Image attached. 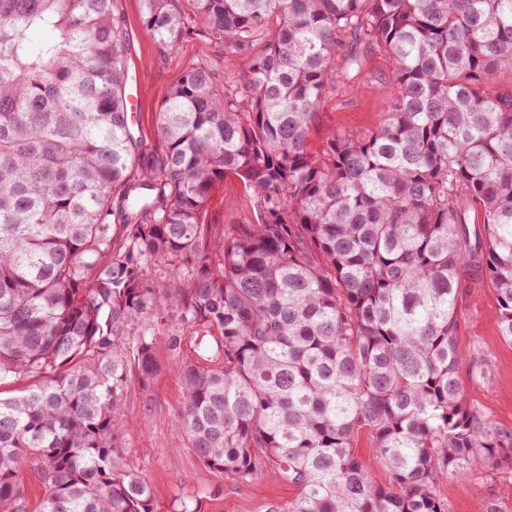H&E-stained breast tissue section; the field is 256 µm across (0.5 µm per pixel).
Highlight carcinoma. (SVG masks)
I'll return each instance as SVG.
<instances>
[{
	"instance_id": "carcinoma-1",
	"label": "carcinoma",
	"mask_w": 512,
	"mask_h": 512,
	"mask_svg": "<svg viewBox=\"0 0 512 512\" xmlns=\"http://www.w3.org/2000/svg\"><path fill=\"white\" fill-rule=\"evenodd\" d=\"M112 2L0 0V377L31 381L0 398V512H155L122 443L148 420L120 405L151 389L160 335L200 462L298 488L268 512H448V473L512 470L456 341L457 293L485 280L512 342V93H488L512 74V0H142L163 51L208 35L242 62L187 66L149 152ZM375 49L384 122L312 154ZM228 176L255 208L219 237ZM189 336L216 348L192 358ZM355 454L361 463L369 470L373 479L380 485H387L390 482V475L387 469L379 461L376 450L367 435L360 436Z\"/></svg>"
}]
</instances>
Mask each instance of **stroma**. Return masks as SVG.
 <instances>
[{"mask_svg":"<svg viewBox=\"0 0 512 512\" xmlns=\"http://www.w3.org/2000/svg\"><path fill=\"white\" fill-rule=\"evenodd\" d=\"M114 8L126 39L132 134L148 150L157 140L156 114L187 63L206 61L222 75L236 73L241 64L225 54L223 41L199 36L183 41L177 55L164 54L143 28L141 0H114ZM391 66L385 53L373 51L359 79L340 85L326 97L310 132L312 151H320L328 130L361 135L384 120L383 107L390 93L385 77ZM209 210L219 223L239 224L250 219L253 199L230 176L213 193ZM496 309L489 287L459 292L458 346L463 353H479L488 365L486 379L475 381L465 372L460 378L471 402L498 425L512 429V343L499 334ZM157 359L160 370L150 391L131 384L121 415L149 420L148 427L125 435L124 451L128 464L149 484L158 512H179L184 505L195 512H266L269 504L283 507L294 500L297 488L277 470L240 481L215 475L200 464L177 423L183 403L179 366L165 343H158ZM437 493L447 502L448 512H477L481 502L489 499L502 512H512V471L487 476L453 473L438 485Z\"/></svg>","mask_w":512,"mask_h":512,"instance_id":"stroma-1","label":"stroma"}]
</instances>
